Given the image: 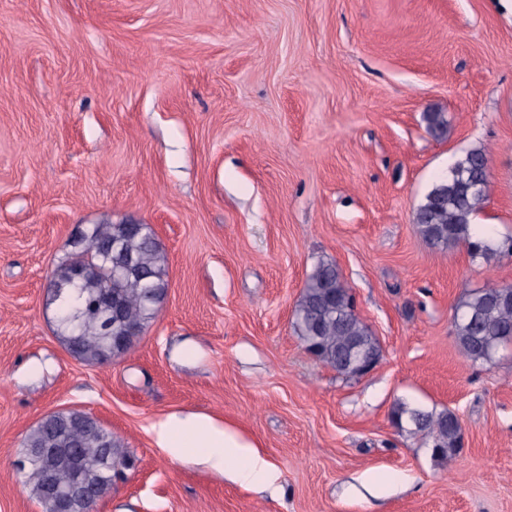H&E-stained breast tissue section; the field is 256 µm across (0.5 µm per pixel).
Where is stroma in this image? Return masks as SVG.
<instances>
[{
    "mask_svg": "<svg viewBox=\"0 0 512 512\" xmlns=\"http://www.w3.org/2000/svg\"><path fill=\"white\" fill-rule=\"evenodd\" d=\"M448 115V134L425 113ZM475 221L512 237V0H0V512H42L15 462L69 408L134 464L96 512H512V350L475 364L452 315L512 256L441 250L414 217L470 150ZM152 225L157 319L88 366L56 335L51 273L82 228ZM336 263L383 357L345 379L293 310ZM455 410L452 461L391 422ZM203 414L272 481L170 456L150 430Z\"/></svg>",
    "mask_w": 512,
    "mask_h": 512,
    "instance_id": "1",
    "label": "stroma"
}]
</instances>
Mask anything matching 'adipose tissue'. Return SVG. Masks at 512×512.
Segmentation results:
<instances>
[{"label": "adipose tissue", "mask_w": 512, "mask_h": 512, "mask_svg": "<svg viewBox=\"0 0 512 512\" xmlns=\"http://www.w3.org/2000/svg\"><path fill=\"white\" fill-rule=\"evenodd\" d=\"M159 447L179 453L184 448L203 449L206 462L215 469H223L225 453L245 459L247 468L238 472V479L261 482L271 477L268 461L253 445L244 441L229 427L216 423L209 416L193 415L180 418L174 415L152 426Z\"/></svg>", "instance_id": "ef3b65f1"}]
</instances>
